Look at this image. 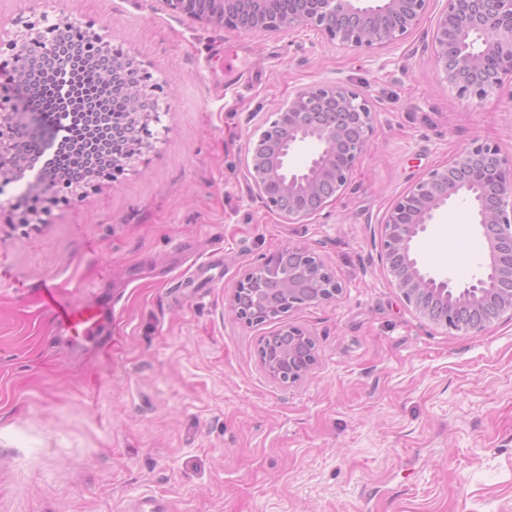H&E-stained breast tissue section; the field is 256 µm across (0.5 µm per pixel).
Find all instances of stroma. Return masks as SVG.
I'll return each instance as SVG.
<instances>
[{"instance_id": "35a3bbf8", "label": "stroma", "mask_w": 512, "mask_h": 512, "mask_svg": "<svg viewBox=\"0 0 512 512\" xmlns=\"http://www.w3.org/2000/svg\"><path fill=\"white\" fill-rule=\"evenodd\" d=\"M443 0L398 44L353 50L313 27L228 30L161 0H0L12 39L61 20L148 72L160 120L116 178L32 212L0 176V512H512V319L450 332L403 302L379 261L392 201L473 141L512 157V88L467 102L438 74ZM342 81L374 132L352 184L306 224L268 211L244 160L261 117L301 87ZM459 200L429 225L428 271L481 275ZM316 250L343 283L291 313L317 351L313 379L262 369L270 325L226 305L283 246ZM210 260L223 274L187 279ZM111 306L112 349L73 346L39 292Z\"/></svg>"}]
</instances>
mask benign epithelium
Segmentation results:
<instances>
[{
    "label": "benign epithelium",
    "mask_w": 512,
    "mask_h": 512,
    "mask_svg": "<svg viewBox=\"0 0 512 512\" xmlns=\"http://www.w3.org/2000/svg\"><path fill=\"white\" fill-rule=\"evenodd\" d=\"M275 0H220L222 13L204 17L243 31L278 32L314 26L326 39L343 48L389 47L400 42L426 14L430 0H319L315 14L303 11L281 17ZM438 72L461 99H482L512 82V0H445L432 35ZM145 76L131 80L129 111L141 127L142 138L152 135L159 108L142 96ZM15 107H0V172L16 160L17 129L35 126L39 114L26 108V93L14 98ZM370 100L348 84L315 83L299 88L288 105L264 119L267 131L286 124L288 138L268 137L267 131L245 143V161L264 205L290 224H304L319 215L351 184L352 175L374 130ZM318 150L301 170L288 167V157L302 144ZM473 195V226L487 244V262L480 277L462 284L429 276L414 245L436 213L456 199ZM379 259L404 302L417 314L450 330L479 332L493 320L512 318V158L497 146L472 142L452 155L427 177L400 194L382 221ZM281 252L297 257L288 270L284 302L269 320L280 330L300 336L311 345L302 357L290 350L269 359L258 351L263 369L282 385L312 375L317 364L313 338L302 327L285 321L287 315L311 304L336 300L342 283L327 285L329 267L312 249L289 245ZM279 252V253H281ZM279 253L247 270L231 295L232 316L247 324L253 314L243 311L239 298L273 272Z\"/></svg>",
    "instance_id": "obj_1"
}]
</instances>
